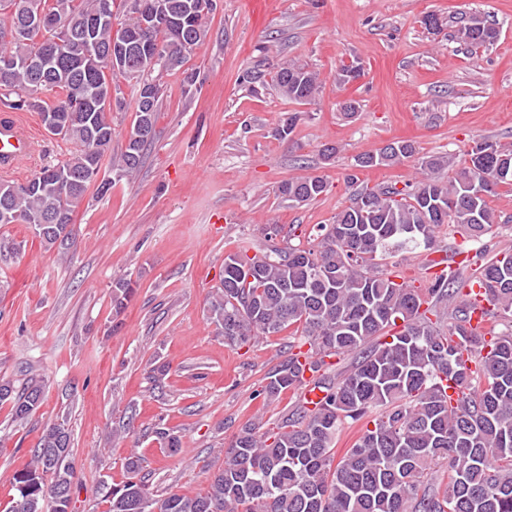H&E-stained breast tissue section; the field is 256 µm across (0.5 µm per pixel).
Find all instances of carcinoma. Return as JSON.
<instances>
[{
	"label": "carcinoma",
	"mask_w": 512,
	"mask_h": 512,
	"mask_svg": "<svg viewBox=\"0 0 512 512\" xmlns=\"http://www.w3.org/2000/svg\"><path fill=\"white\" fill-rule=\"evenodd\" d=\"M33 0H0V104L38 112L46 130L70 145L65 159L43 166L23 183L0 181V226L29 224L49 247L72 243L73 214L88 188L107 194L131 180L155 137L163 74L179 70L192 48L181 30L203 44L207 21L193 14L196 0H40L48 10L42 43L27 34ZM157 12L149 47L131 42L135 65L115 71L108 49L138 23L137 13ZM127 20L120 29L114 21ZM499 30L479 12L460 20L456 40L467 53L493 45ZM363 75L343 65L336 80L347 85ZM137 87L135 116L111 173L100 176L112 149V110L103 107L112 81ZM250 91L273 85L290 102L310 103L321 88L319 73L293 60L275 71L248 70ZM58 93L48 106L34 96ZM469 159L418 155L411 142L387 144L358 156L352 167L389 166L416 158L422 178L399 189L392 184L355 191L331 224L311 233L313 245L268 246L248 255L238 247L224 257L222 287L212 294L209 318L224 342L241 346L285 330L307 338L310 349L289 354L258 391L263 402L303 384L309 370L324 397L313 409L301 404L276 430L261 420L242 426L224 449V461L208 476L203 493L155 496L148 490L144 460H125L129 479L102 480L98 492L107 512H512V330L491 338L470 323L471 308L455 272L434 277L426 289L398 283L382 262L408 251L437 246V230L455 224L481 237L497 223L488 198L512 187V146L475 142ZM322 176L288 180L278 187L290 204L326 193ZM496 316L512 323V252L479 267ZM131 282L112 286L118 316ZM439 302L454 306V324L443 330L429 317ZM391 332L392 341L371 343ZM355 354L339 377L326 359ZM44 383L16 389L0 382V403L27 419L41 404ZM369 418L368 427L341 459L333 447L346 419ZM156 440L177 452L178 436L158 427ZM76 471L69 413L42 433L30 467L15 475L8 512H71Z\"/></svg>",
	"instance_id": "1"
}]
</instances>
